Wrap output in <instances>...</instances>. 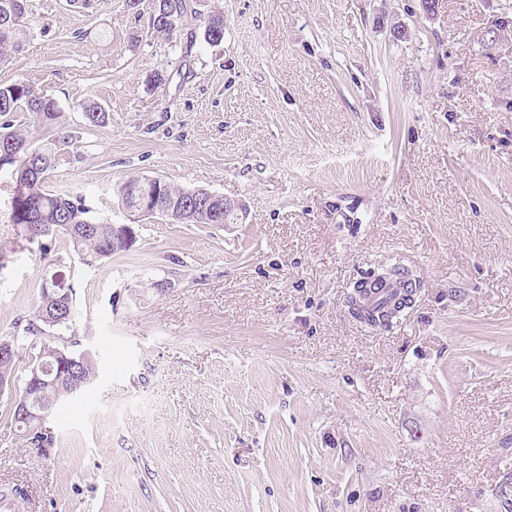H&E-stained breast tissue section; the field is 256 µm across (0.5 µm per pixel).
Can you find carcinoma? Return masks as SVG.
I'll list each match as a JSON object with an SVG mask.
<instances>
[{
	"instance_id": "carcinoma-1",
	"label": "carcinoma",
	"mask_w": 512,
	"mask_h": 512,
	"mask_svg": "<svg viewBox=\"0 0 512 512\" xmlns=\"http://www.w3.org/2000/svg\"><path fill=\"white\" fill-rule=\"evenodd\" d=\"M27 0H0V62L19 52L29 36L24 16ZM196 15L189 0H157L152 26L158 33L171 36L186 19ZM204 39L218 43L224 39V11H211L205 18ZM22 114L15 121L13 117ZM61 111L55 99L31 85L18 81L0 85V170L7 167L16 172L32 167L40 176L24 179L23 196L11 208V222H35L48 232L35 238L24 236L29 244L44 253L47 240L58 235L66 238L73 251L91 266L112 253V225L93 221L81 202L49 192L44 186V174L61 160L60 149L53 140H41L38 129L59 122ZM136 188L157 206L158 213L178 224H230L232 217L224 214V203H215L203 196L194 198L188 190L160 178L130 176L116 186L121 207H126V188Z\"/></svg>"
}]
</instances>
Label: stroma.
Listing matches in <instances>:
<instances>
[{"label":"stroma","instance_id":"stroma-1","mask_svg":"<svg viewBox=\"0 0 512 512\" xmlns=\"http://www.w3.org/2000/svg\"><path fill=\"white\" fill-rule=\"evenodd\" d=\"M192 5L223 9V41L157 34L155 0H28L0 64V85L57 101L45 186L90 216L126 223L131 175L243 206L234 224L144 221L89 267L23 241L0 171V338L59 273L72 320L39 339L99 366L49 445L0 393V487L26 489L25 512H504L512 0ZM396 261L421 286L376 331L348 297Z\"/></svg>","mask_w":512,"mask_h":512}]
</instances>
